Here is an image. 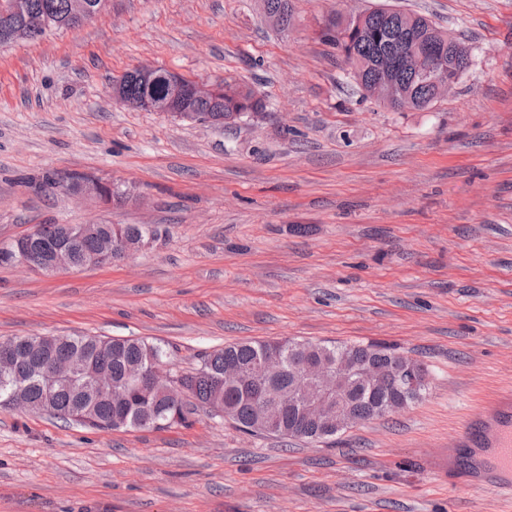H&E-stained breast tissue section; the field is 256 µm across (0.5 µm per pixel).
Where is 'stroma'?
Instances as JSON below:
<instances>
[{
    "mask_svg": "<svg viewBox=\"0 0 512 512\" xmlns=\"http://www.w3.org/2000/svg\"><path fill=\"white\" fill-rule=\"evenodd\" d=\"M110 0L75 30L0 46V244L41 224H143L119 263L0 267V342L133 336L171 374L225 345L378 344L423 364L396 413L311 441L198 410L184 426L98 430L0 408V512H512L444 453L469 410L512 390V0ZM430 17L470 50L424 110L365 95L319 37L329 14ZM158 66L250 86L264 114L221 127L118 105ZM92 172L109 207L38 187Z\"/></svg>",
    "mask_w": 512,
    "mask_h": 512,
    "instance_id": "stroma-1",
    "label": "stroma"
}]
</instances>
